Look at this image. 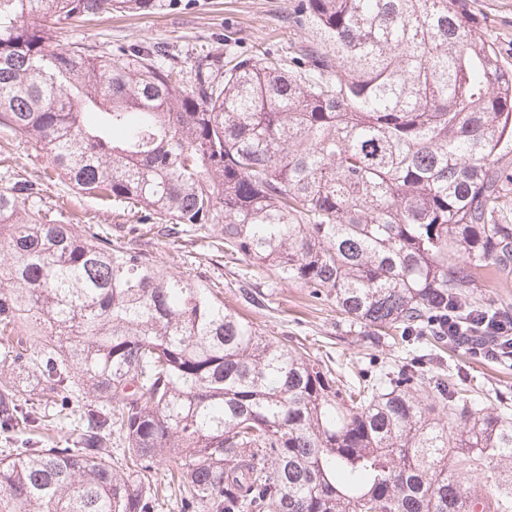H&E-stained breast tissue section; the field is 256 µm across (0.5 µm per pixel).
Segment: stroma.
Masks as SVG:
<instances>
[{
    "mask_svg": "<svg viewBox=\"0 0 512 512\" xmlns=\"http://www.w3.org/2000/svg\"><path fill=\"white\" fill-rule=\"evenodd\" d=\"M295 0H158L155 9L140 14L115 12L81 26L58 32L56 41L82 40L122 58L129 47L146 41L173 45L186 62L217 48L231 53L269 51L287 56L296 41L288 26ZM473 17L476 33L493 42L503 66L512 69V0H462ZM48 164L45 154L25 145L7 143L0 135V177L12 173L37 175ZM44 197L56 209L73 213L81 224L113 226L115 204L106 198L76 195L66 182L45 184ZM154 259L196 276L237 300L239 288L264 292L263 306L244 313L265 335L303 346L313 358L333 365L343 362L371 371L394 367L401 346L378 340L370 330L351 327L335 304L313 299L308 289L274 275L243 279L242 265L228 256H215L208 239L194 236L177 241L158 237L145 244ZM422 365L433 373L451 375L469 394L492 395L512 407V360L487 361L467 349L451 346L426 351Z\"/></svg>",
    "mask_w": 512,
    "mask_h": 512,
    "instance_id": "1",
    "label": "stroma"
}]
</instances>
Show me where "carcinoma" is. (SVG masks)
<instances>
[{"mask_svg": "<svg viewBox=\"0 0 512 512\" xmlns=\"http://www.w3.org/2000/svg\"><path fill=\"white\" fill-rule=\"evenodd\" d=\"M459 0H297L294 56L190 68L59 29L153 0H0V131L49 156L0 186V512H512V410L414 361L370 379L264 336L203 280L44 201L60 177L130 231L206 236L352 325L447 344L512 272V71ZM126 466L113 464L112 441Z\"/></svg>", "mask_w": 512, "mask_h": 512, "instance_id": "1", "label": "carcinoma"}]
</instances>
